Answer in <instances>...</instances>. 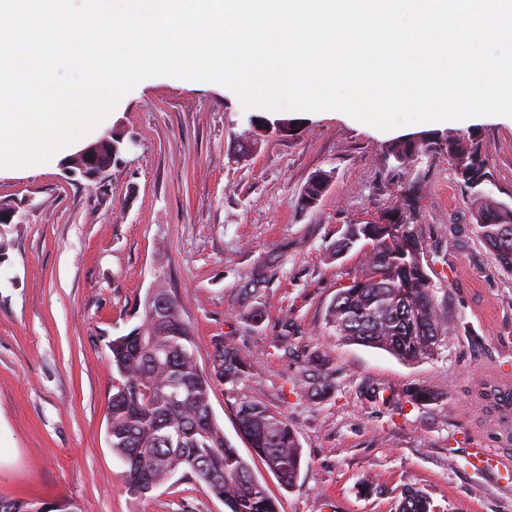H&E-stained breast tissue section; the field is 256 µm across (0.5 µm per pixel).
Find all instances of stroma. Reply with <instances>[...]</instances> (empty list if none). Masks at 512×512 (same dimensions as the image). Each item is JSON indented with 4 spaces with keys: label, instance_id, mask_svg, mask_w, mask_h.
<instances>
[{
    "label": "stroma",
    "instance_id": "stroma-1",
    "mask_svg": "<svg viewBox=\"0 0 512 512\" xmlns=\"http://www.w3.org/2000/svg\"><path fill=\"white\" fill-rule=\"evenodd\" d=\"M221 85L144 79L112 112L125 149L104 180L69 176L56 160L0 174V497L70 502L79 512H224L202 482L174 476L143 496L121 483L106 407L120 381L107 342L141 324L145 298L170 289L210 370L232 343L253 370L216 384L214 417L281 512H396L401 492L427 493L434 512H512V273L474 236L475 194L448 162V141L483 140L485 194L512 205V117L430 128L409 164L388 154L418 133L381 131L338 111L292 113L262 133ZM331 181L315 207L301 193ZM418 191L433 300L451 331L408 363L338 341L325 321L361 254L334 256L350 224L377 221ZM258 311L259 322L246 321ZM292 323L291 353L276 346ZM434 401L417 403L414 388ZM255 400L286 415L302 458L279 485L240 435L236 407ZM500 470L475 472L473 449ZM330 179L331 175L327 172H317V174L313 175L302 191V206L305 208L315 207L323 195L320 192L321 186L326 182H330Z\"/></svg>",
    "mask_w": 512,
    "mask_h": 512
}]
</instances>
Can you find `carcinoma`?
Here are the masks:
<instances>
[{"mask_svg": "<svg viewBox=\"0 0 512 512\" xmlns=\"http://www.w3.org/2000/svg\"><path fill=\"white\" fill-rule=\"evenodd\" d=\"M428 146L424 138L400 140L388 152L403 164ZM486 156L484 143L470 135L448 141L455 175L480 200L475 234L500 268L512 273V205L480 190L492 177ZM330 179L326 172L313 175L302 191V206L315 207L321 186ZM416 209L417 197L408 190L399 206L385 212L399 216V234L381 218L347 225L334 254L362 241L371 249L364 251V277L338 289L326 313L340 340L382 349L406 362L432 355L447 333L423 264L427 243L415 224ZM158 294L169 302L165 319L157 320L148 311L140 326L108 345L109 364L121 378L107 405L110 446L124 466L126 492L142 496L180 473L204 483L227 512H279L277 501L254 479L214 418L210 392L215 381L199 368L192 329L176 296L162 288ZM250 368L245 351L221 347L215 370L220 381L236 384ZM237 418L255 455L282 486L293 487L301 449L288 418L252 401L238 404ZM397 512H432L431 501L423 491L409 488Z\"/></svg>", "mask_w": 512, "mask_h": 512, "instance_id": "carcinoma-1", "label": "carcinoma"}]
</instances>
